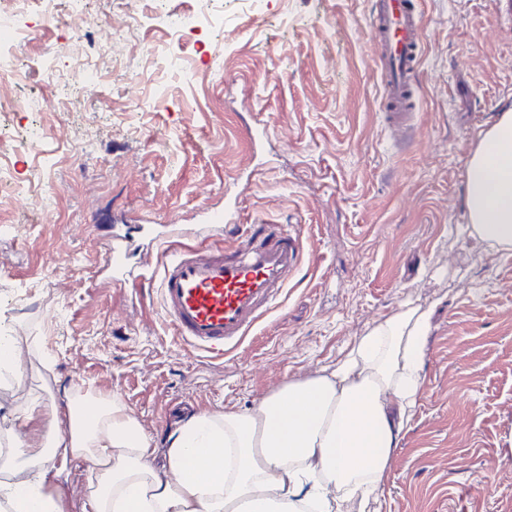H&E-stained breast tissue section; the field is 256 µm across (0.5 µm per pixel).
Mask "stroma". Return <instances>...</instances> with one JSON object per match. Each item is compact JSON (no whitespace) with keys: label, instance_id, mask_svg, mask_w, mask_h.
I'll use <instances>...</instances> for the list:
<instances>
[{"label":"stroma","instance_id":"stroma-1","mask_svg":"<svg viewBox=\"0 0 512 512\" xmlns=\"http://www.w3.org/2000/svg\"><path fill=\"white\" fill-rule=\"evenodd\" d=\"M417 123L388 126L369 40L374 0H215L181 58L161 16L196 0H32L22 79L0 106V329L21 344L5 415L67 387L119 399L157 444L196 412H243L291 378L334 367L375 320L410 300L434 311L422 397L380 512H512V256L479 253L466 165L481 130L512 110V0H420ZM137 23L127 24L128 13ZM98 73L96 97L62 99L48 69ZM258 122V144L242 133ZM38 138L37 150L26 142ZM232 203L240 227L303 234L301 271L231 356L184 344L161 311L169 255L106 285L112 232L194 225Z\"/></svg>","mask_w":512,"mask_h":512}]
</instances>
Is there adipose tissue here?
I'll return each mask as SVG.
<instances>
[{
  "instance_id": "1",
  "label": "adipose tissue",
  "mask_w": 512,
  "mask_h": 512,
  "mask_svg": "<svg viewBox=\"0 0 512 512\" xmlns=\"http://www.w3.org/2000/svg\"><path fill=\"white\" fill-rule=\"evenodd\" d=\"M467 239L512 255V112L479 135L466 167ZM431 309L407 301L369 325L336 368L244 412H202L157 450L118 399L78 398L64 431L20 443L24 478L0 485V512H64L71 461L93 463L84 512H380L386 472L421 395Z\"/></svg>"
}]
</instances>
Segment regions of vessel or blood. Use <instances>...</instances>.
<instances>
[{"label": "vessel or blood", "mask_w": 512, "mask_h": 512, "mask_svg": "<svg viewBox=\"0 0 512 512\" xmlns=\"http://www.w3.org/2000/svg\"><path fill=\"white\" fill-rule=\"evenodd\" d=\"M370 37L384 85L387 122L399 130L413 129L417 114L411 106L412 85L422 40L415 0H376ZM204 221L237 238V246L227 250L201 242L176 248L161 276L160 306L188 346L221 360L247 339L297 276L305 241L279 224H251L238 231L220 209L208 211ZM108 264L113 283L132 274L123 245L113 248Z\"/></svg>", "instance_id": "b4317fda"}]
</instances>
